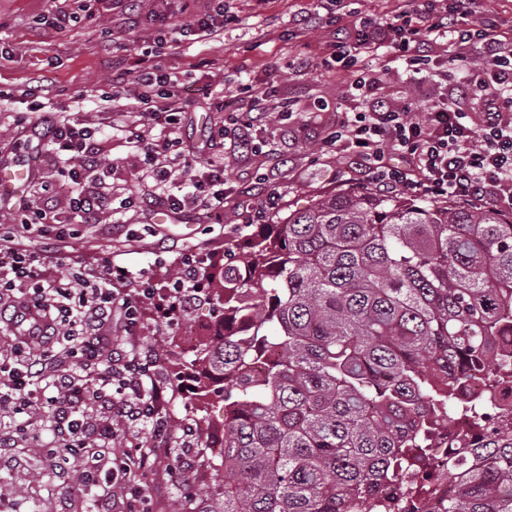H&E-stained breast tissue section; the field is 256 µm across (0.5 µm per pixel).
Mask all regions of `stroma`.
<instances>
[{
	"label": "stroma",
	"instance_id": "stroma-1",
	"mask_svg": "<svg viewBox=\"0 0 512 512\" xmlns=\"http://www.w3.org/2000/svg\"><path fill=\"white\" fill-rule=\"evenodd\" d=\"M63 0H0V169L27 165L32 154L43 160L19 184L18 193H0V223L37 251L50 278L68 283L75 273L96 274L104 267H121L131 283L167 287L183 251L204 253L213 260L247 246L257 225L274 223L290 211L310 206L316 199L338 190L363 188L364 176L351 154L322 151L325 138L335 130L337 115L353 109L357 97L349 86L352 74L339 67L303 69L305 58H321L329 51L335 29L391 13L397 0H230L224 30L205 41L177 44L158 42L151 23L130 30L122 24L123 0L112 8L94 5L79 12L74 25L63 32L48 22ZM319 12L321 27L307 29L294 22L299 9ZM130 76L123 85L112 83L115 67ZM144 69L178 76L182 87L181 110L176 126H144L147 139L180 138L181 154L205 161L224 159V215L214 223L198 210L172 213L151 201L149 182L115 175L103 183L119 213L105 212L100 223L70 224L64 241L44 237L37 224H22L26 207L39 205L54 193L56 217L66 220L69 179L61 166L47 160L48 146L37 129L17 125L19 114L32 104L60 116L78 115L87 126L108 129L106 149L115 162L132 157L136 147L128 128L138 121L145 106L137 100L135 77ZM262 88L260 101L242 93L243 85ZM113 96L119 110L107 113L105 96ZM295 101L291 119L278 117L283 102ZM236 115L223 143L210 138V129L224 123L221 104ZM265 113L253 130L251 151L239 138L252 108ZM132 196L135 207L123 209L122 199ZM137 335L126 348L153 349L157 375L168 386L164 415L171 423L169 442L190 459L191 491L182 493L169 473L165 459H158L147 479L153 499L152 512H214L212 488L219 472L202 465L200 453L220 422L221 404L198 421L195 398L188 396L181 379L186 371L179 330L161 324L153 303H145ZM22 466L0 469V499L12 502L16 512H91L98 489L80 481L78 462L67 473L54 476L40 452L19 444Z\"/></svg>",
	"mask_w": 512,
	"mask_h": 512
}]
</instances>
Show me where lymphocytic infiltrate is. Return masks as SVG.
Returning <instances> with one entry per match:
<instances>
[{"label": "lymphocytic infiltrate", "instance_id": "obj_1", "mask_svg": "<svg viewBox=\"0 0 512 512\" xmlns=\"http://www.w3.org/2000/svg\"><path fill=\"white\" fill-rule=\"evenodd\" d=\"M480 2L401 0L391 15L360 22L331 44V60L344 67L393 53L406 61L411 81L441 89L429 107L416 99L395 105L378 94L383 72L357 75L352 87L363 106L339 113L324 146L345 147L373 190L512 213V39L503 35L497 16L481 11ZM146 18L173 41L205 38L223 29L224 0H206L187 23L155 10L142 13L139 0H128L125 26L136 28ZM137 83L140 101L150 107L144 120L174 123L179 110L176 79L146 70ZM38 122L54 161L69 168L74 223H98L112 199L89 186L87 176L98 172L109 178L118 169L106 154L101 129L49 112ZM134 138L140 156L129 170L152 180L157 207L196 206L214 214L223 210L221 158L203 167L187 160L176 171L161 161L160 144L145 142L139 132ZM394 155L401 165H391ZM175 180L185 184L183 196L164 193V186ZM203 262L197 253L183 255L178 277L161 294L153 288L130 291L118 268L94 276L75 292L49 280L28 245L12 232L0 231V300H13L15 316L31 323L27 333L15 338L12 362L0 363V403L11 404L15 433L21 437L33 431L34 412L47 409L50 436L37 439L36 445L51 467L61 472L71 461H80L83 484L121 488L126 512H149L141 478L154 467L150 452L140 448L104 459L88 447L97 440H136L144 433L153 440L167 438L169 423L161 409L168 388L155 381L156 364L149 355L119 344L107 347L92 327L113 314L125 335H135L142 307L152 299L160 316L172 321L185 302L201 293L197 270ZM51 329L64 330L71 340L67 355L72 367L60 375L51 372L57 361L53 351L32 352L36 340ZM107 350L113 353L108 364L103 361ZM96 404L105 415L93 420L86 410Z\"/></svg>", "mask_w": 512, "mask_h": 512}]
</instances>
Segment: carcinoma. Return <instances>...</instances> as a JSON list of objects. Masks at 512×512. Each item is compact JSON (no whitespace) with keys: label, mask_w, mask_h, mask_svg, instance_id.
<instances>
[{"label":"carcinoma","mask_w":512,"mask_h":512,"mask_svg":"<svg viewBox=\"0 0 512 512\" xmlns=\"http://www.w3.org/2000/svg\"><path fill=\"white\" fill-rule=\"evenodd\" d=\"M255 238L201 270L224 311L190 359L224 394V447L202 452L224 469L218 512H371L512 331V216L344 189ZM478 452L491 463L453 469L448 512H512V432Z\"/></svg>","instance_id":"cac0c4a2"}]
</instances>
